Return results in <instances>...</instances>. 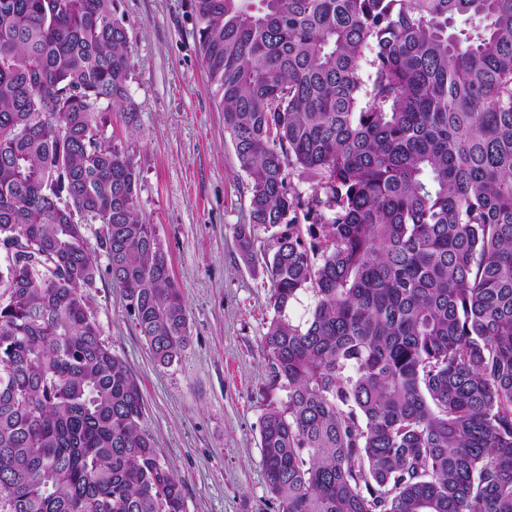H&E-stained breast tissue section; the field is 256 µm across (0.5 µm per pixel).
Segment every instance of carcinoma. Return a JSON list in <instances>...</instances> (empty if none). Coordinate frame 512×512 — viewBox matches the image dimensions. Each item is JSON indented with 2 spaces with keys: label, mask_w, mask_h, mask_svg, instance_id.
I'll return each instance as SVG.
<instances>
[{
  "label": "carcinoma",
  "mask_w": 512,
  "mask_h": 512,
  "mask_svg": "<svg viewBox=\"0 0 512 512\" xmlns=\"http://www.w3.org/2000/svg\"><path fill=\"white\" fill-rule=\"evenodd\" d=\"M195 11L249 178L235 241L271 282L263 344L270 387L288 389L260 431L276 512H512V0ZM131 68L114 0H0V512H186L139 381L90 314L105 272L158 364L188 342L134 162L107 135L112 109L136 119ZM256 226L272 231L260 250ZM315 304V298L311 291H303L299 294L297 301H294L286 312L287 317L294 323H303L309 316V312Z\"/></svg>",
  "instance_id": "1"
}]
</instances>
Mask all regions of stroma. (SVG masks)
I'll use <instances>...</instances> for the list:
<instances>
[{
    "mask_svg": "<svg viewBox=\"0 0 512 512\" xmlns=\"http://www.w3.org/2000/svg\"><path fill=\"white\" fill-rule=\"evenodd\" d=\"M116 4L137 120L113 112L112 132L135 163L139 209L181 288L188 343L158 365L107 275L90 292L91 311L139 380L141 428L182 480L187 512H276L260 448L268 405L286 397L269 386L262 342L274 314L270 282L236 247L233 228L249 221V179L207 89L195 0Z\"/></svg>",
    "mask_w": 512,
    "mask_h": 512,
    "instance_id": "obj_1",
    "label": "stroma"
}]
</instances>
